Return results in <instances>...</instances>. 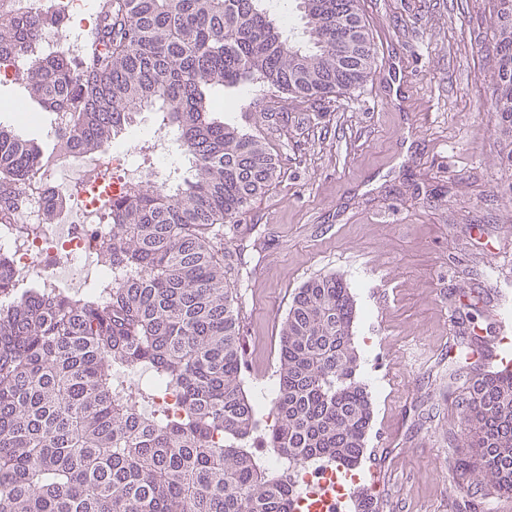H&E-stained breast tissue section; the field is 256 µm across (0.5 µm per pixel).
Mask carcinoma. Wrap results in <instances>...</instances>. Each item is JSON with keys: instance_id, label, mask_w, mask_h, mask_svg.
I'll list each match as a JSON object with an SVG mask.
<instances>
[{"instance_id": "1", "label": "carcinoma", "mask_w": 512, "mask_h": 512, "mask_svg": "<svg viewBox=\"0 0 512 512\" xmlns=\"http://www.w3.org/2000/svg\"><path fill=\"white\" fill-rule=\"evenodd\" d=\"M270 0H100L78 63L39 57L33 42L58 23L44 8L0 21V59L26 60L20 98L39 112H70L84 152L134 125L143 109L175 129L189 167L172 188H137L112 203V287L83 292L16 287L0 253V512H293L296 489L265 459L288 466L324 458L358 465L371 420L349 339L355 303L334 276L308 280L280 334L274 424L241 388L243 345L219 227L281 174L270 146L224 117L258 84L281 100L355 89L370 41L347 46L361 23L354 0H316L309 35L269 36ZM512 10L496 0L497 124L512 127ZM221 89L224 96L213 95ZM40 156L34 138L0 126V223ZM149 370L181 404L145 413L153 392L124 386L113 369ZM482 460L458 468L512 492V372L448 391Z\"/></svg>"}]
</instances>
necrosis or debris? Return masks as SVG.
Listing matches in <instances>:
<instances>
[{"mask_svg": "<svg viewBox=\"0 0 512 512\" xmlns=\"http://www.w3.org/2000/svg\"><path fill=\"white\" fill-rule=\"evenodd\" d=\"M51 4L65 26L46 31L43 44L78 57L77 31L96 18L95 0H0V20ZM67 115L48 124L54 146L15 203V221L0 225V252L10 256L18 281L58 288L66 274L81 283L112 284V265L102 251L112 239L113 199L147 184L171 181L183 156L172 129L152 125L147 136L129 131L123 144L79 153L66 133Z\"/></svg>", "mask_w": 512, "mask_h": 512, "instance_id": "obj_1", "label": "necrosis or debris"}]
</instances>
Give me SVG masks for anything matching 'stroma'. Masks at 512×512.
Segmentation results:
<instances>
[{
  "instance_id": "35a3bbf8",
  "label": "stroma",
  "mask_w": 512,
  "mask_h": 512,
  "mask_svg": "<svg viewBox=\"0 0 512 512\" xmlns=\"http://www.w3.org/2000/svg\"><path fill=\"white\" fill-rule=\"evenodd\" d=\"M375 50L351 92L288 101V135L267 130L284 175L222 249L238 296L242 387L262 410L281 326L305 282L334 275L356 304L352 344L372 419L357 469L378 512H499L465 499L470 454L460 394L512 325V170L490 120L494 0H361Z\"/></svg>"
}]
</instances>
